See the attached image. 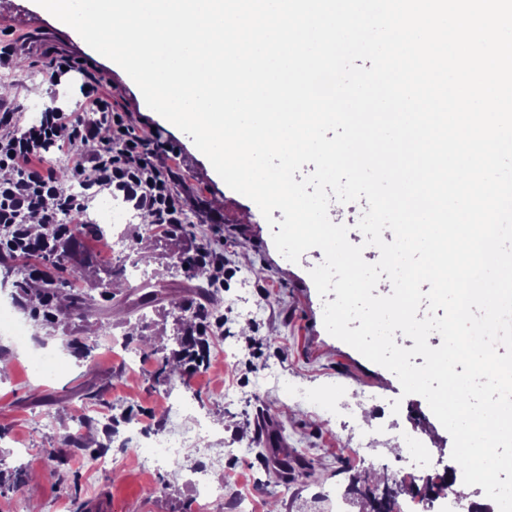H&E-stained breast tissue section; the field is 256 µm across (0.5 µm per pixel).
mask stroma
<instances>
[{
	"mask_svg": "<svg viewBox=\"0 0 512 512\" xmlns=\"http://www.w3.org/2000/svg\"><path fill=\"white\" fill-rule=\"evenodd\" d=\"M8 29L85 60L135 128L178 147L179 177L192 204L190 220L170 236L146 234L134 219L80 238L89 281L110 279L115 266L134 262L142 283L161 278L172 283L171 302L131 312L124 303L130 290L120 287L98 298L99 313L86 320L50 323L34 315L12 283L0 284V301L13 303L29 334L22 352L0 338V360L10 366L0 377V469L28 477L0 497V512H85L87 499L99 493L110 499L112 512H208L190 482L172 488V464L144 469L142 451L128 440L126 429H106L95 418L99 412H130L147 428L182 435L189 449L180 459L184 474L208 466L224 483L225 501L246 500L251 512H360L350 500L335 508L319 489L347 482L355 473L399 478L453 466L452 438L426 400L402 395L392 372L326 331L323 302L309 275L323 260L320 249L296 263L284 258L257 205L231 190L190 137L146 105L117 65L73 30L34 11L31 0H0V30ZM6 86L8 100L26 122L58 95L23 54ZM138 234L144 238L141 250H129V240ZM201 246L223 253L225 265L236 271L218 293L224 324L211 330L205 369L189 383L176 379L158 386L152 381L156 358L131 365L123 335L138 324L147 341L161 335L166 350L176 349L172 304L194 312L212 287L210 276L184 266ZM42 331L66 343L67 350L58 378L38 383L27 357L46 349L38 337ZM84 340L95 341L98 366L79 353L76 344ZM91 390L103 392V401L87 399ZM305 393L325 398L335 416L308 406L301 399ZM198 416L223 418L224 427L197 438L193 420ZM408 433L425 441L426 452L399 450ZM272 434L279 437L280 451L312 467L313 477L298 471L278 476L267 445ZM75 435L94 436V447L72 456L66 440ZM200 448L208 449V457L197 456ZM113 454L123 458L122 468L99 466L100 457Z\"/></svg>",
	"mask_w": 512,
	"mask_h": 512,
	"instance_id": "stroma-1",
	"label": "stroma"
}]
</instances>
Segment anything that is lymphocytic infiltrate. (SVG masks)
I'll return each instance as SVG.
<instances>
[{
    "label": "lymphocytic infiltrate",
    "mask_w": 512,
    "mask_h": 512,
    "mask_svg": "<svg viewBox=\"0 0 512 512\" xmlns=\"http://www.w3.org/2000/svg\"><path fill=\"white\" fill-rule=\"evenodd\" d=\"M34 46L33 68L53 85L80 87L74 107L48 104L33 123L21 124L13 105L0 100V260L33 250L39 240L28 221L70 235L73 223L88 221V190L121 194L135 210L147 213L155 228L169 231L186 220L189 199L177 187V173L167 163L174 147L130 125L98 74L79 60L30 38L0 33V81L12 75L17 51ZM59 152L82 187L71 192L47 166L49 150ZM68 226H61V219Z\"/></svg>",
    "instance_id": "1"
}]
</instances>
